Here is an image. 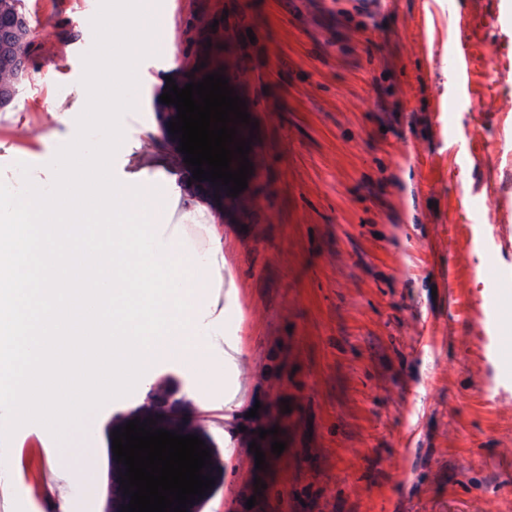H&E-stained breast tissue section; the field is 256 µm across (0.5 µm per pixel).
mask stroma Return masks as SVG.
<instances>
[{"label":"stroma","mask_w":512,"mask_h":512,"mask_svg":"<svg viewBox=\"0 0 512 512\" xmlns=\"http://www.w3.org/2000/svg\"><path fill=\"white\" fill-rule=\"evenodd\" d=\"M153 2L172 50L142 60L112 169L137 180L135 157L169 153L155 109L167 80L217 72L245 100L248 203L216 217L237 287L220 301L224 338L242 344L224 384L244 403L224 414L223 392L194 396L157 362L148 390L86 423L94 492L52 480L39 424L16 431L8 512H105L112 425L160 387L219 451L201 512H512V121L485 108L512 98L499 0ZM21 6L30 64L0 109V181L15 190L49 187L76 134L96 14ZM459 49L465 92L448 66Z\"/></svg>","instance_id":"stroma-1"}]
</instances>
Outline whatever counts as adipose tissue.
I'll list each match as a JSON object with an SVG mask.
<instances>
[{
    "label": "adipose tissue",
    "instance_id": "ef3b65f1",
    "mask_svg": "<svg viewBox=\"0 0 512 512\" xmlns=\"http://www.w3.org/2000/svg\"><path fill=\"white\" fill-rule=\"evenodd\" d=\"M167 196L178 199L167 215H154L159 241L170 242L171 258L189 256L190 273L178 295L192 306L188 332L163 338L162 358L178 364L192 379L196 395H206L223 385L234 366L237 346H229L222 358L212 353L211 339L224 333V313L218 308V289L234 290L233 279L224 275V241L215 217L197 197L185 193L178 181H171Z\"/></svg>",
    "mask_w": 512,
    "mask_h": 512
}]
</instances>
